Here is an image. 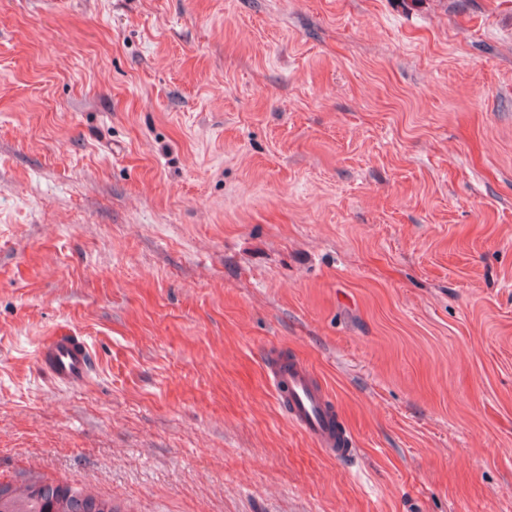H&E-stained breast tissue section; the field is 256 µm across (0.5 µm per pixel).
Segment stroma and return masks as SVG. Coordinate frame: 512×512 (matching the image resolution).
I'll return each mask as SVG.
<instances>
[{
  "instance_id": "stroma-1",
  "label": "stroma",
  "mask_w": 512,
  "mask_h": 512,
  "mask_svg": "<svg viewBox=\"0 0 512 512\" xmlns=\"http://www.w3.org/2000/svg\"><path fill=\"white\" fill-rule=\"evenodd\" d=\"M86 336L59 389L40 339ZM305 362L327 455L266 378ZM119 512H512V0H0V481Z\"/></svg>"
}]
</instances>
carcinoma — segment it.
<instances>
[{
  "instance_id": "cac0c4a2",
  "label": "carcinoma",
  "mask_w": 512,
  "mask_h": 512,
  "mask_svg": "<svg viewBox=\"0 0 512 512\" xmlns=\"http://www.w3.org/2000/svg\"><path fill=\"white\" fill-rule=\"evenodd\" d=\"M63 487V483L40 477L20 486L0 482V512H106L110 505L83 488H75L70 496L63 497Z\"/></svg>"
}]
</instances>
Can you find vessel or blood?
<instances>
[{
	"mask_svg": "<svg viewBox=\"0 0 512 512\" xmlns=\"http://www.w3.org/2000/svg\"><path fill=\"white\" fill-rule=\"evenodd\" d=\"M37 362L57 386L77 388L87 382L93 357L87 339L68 331L45 338L38 347ZM267 375L278 403L287 406L289 421L328 455H346L330 400L306 364L298 359L278 361Z\"/></svg>",
	"mask_w": 512,
	"mask_h": 512,
	"instance_id": "1",
	"label": "vessel or blood"
}]
</instances>
